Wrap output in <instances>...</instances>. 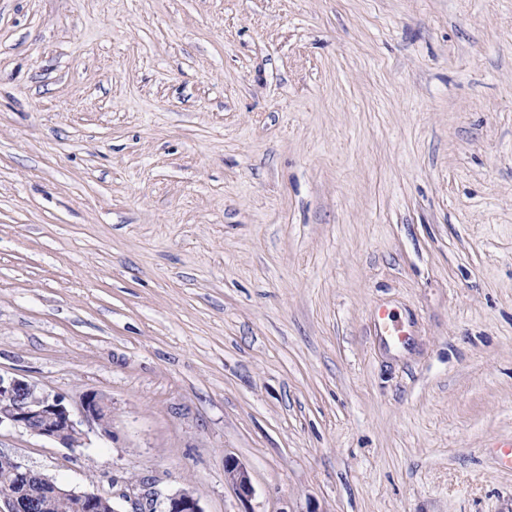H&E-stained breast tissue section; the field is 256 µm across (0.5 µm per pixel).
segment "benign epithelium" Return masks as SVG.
<instances>
[{
  "label": "benign epithelium",
  "mask_w": 512,
  "mask_h": 512,
  "mask_svg": "<svg viewBox=\"0 0 512 512\" xmlns=\"http://www.w3.org/2000/svg\"><path fill=\"white\" fill-rule=\"evenodd\" d=\"M83 416L93 422L101 433H112V401L105 395L87 392L81 400ZM21 428L31 435L55 441L75 450L85 441L81 423L59 395L40 389L22 376L0 374V426ZM25 482L22 493L0 495V512H48L54 498L73 501L76 512H117L108 495L88 492L76 485H62L53 476L34 470L25 460L12 453H0ZM224 478L239 500L253 495V486L246 467L234 456H224ZM152 512H203L198 498L189 490H180L165 497L160 510Z\"/></svg>",
  "instance_id": "7a95c632"
}]
</instances>
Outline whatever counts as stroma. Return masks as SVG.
Masks as SVG:
<instances>
[{
  "instance_id": "stroma-1",
  "label": "stroma",
  "mask_w": 512,
  "mask_h": 512,
  "mask_svg": "<svg viewBox=\"0 0 512 512\" xmlns=\"http://www.w3.org/2000/svg\"><path fill=\"white\" fill-rule=\"evenodd\" d=\"M0 374L118 512H512V0H0ZM2 425L21 428L72 451L84 444L86 435L61 396L40 389L25 377L0 374ZM83 416L93 422L101 433H112V401L96 392L85 393L81 400ZM224 478L242 502L249 501L253 495V486L246 467L234 456L224 458ZM152 512H203L198 498L192 491L180 490L165 497L160 510L151 507Z\"/></svg>"
}]
</instances>
